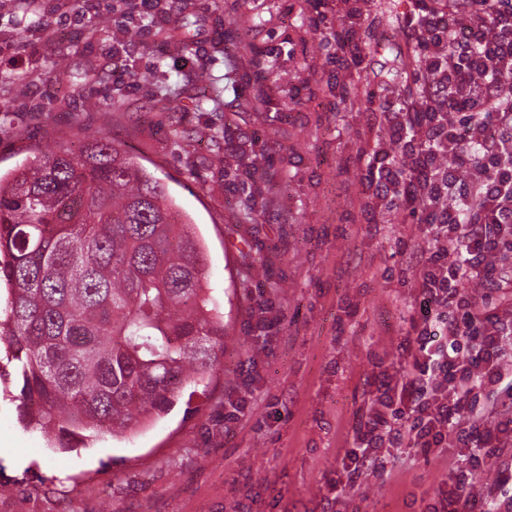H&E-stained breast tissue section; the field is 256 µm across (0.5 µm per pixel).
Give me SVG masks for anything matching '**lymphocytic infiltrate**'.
I'll return each mask as SVG.
<instances>
[{"label":"lymphocytic infiltrate","mask_w":512,"mask_h":512,"mask_svg":"<svg viewBox=\"0 0 512 512\" xmlns=\"http://www.w3.org/2000/svg\"><path fill=\"white\" fill-rule=\"evenodd\" d=\"M411 4L423 87L380 114L378 143L360 161L372 206L418 215L429 246L414 265L408 367L382 374L364 402L342 458L351 481L384 470L389 448L512 447V417L498 415L512 403V310L493 312L463 287H497L512 258V0Z\"/></svg>","instance_id":"f902f5d3"}]
</instances>
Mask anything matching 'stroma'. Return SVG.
Instances as JSON below:
<instances>
[{
	"label": "stroma",
	"instance_id": "35a3bbf8",
	"mask_svg": "<svg viewBox=\"0 0 512 512\" xmlns=\"http://www.w3.org/2000/svg\"><path fill=\"white\" fill-rule=\"evenodd\" d=\"M184 2L155 0L143 30L125 25L128 0H79L66 28L56 0L27 19L0 0V170L106 132L196 224L224 313L220 370L124 440L48 447L18 423L14 376L0 378V512H422L469 472L487 499L495 456L475 473L402 447L385 473L336 475L365 379L405 368L411 268L428 247L407 210L362 207L374 116L420 89L404 0H369L363 58L341 72L317 21L341 20L346 0ZM184 12L190 26L168 38Z\"/></svg>",
	"mask_w": 512,
	"mask_h": 512
}]
</instances>
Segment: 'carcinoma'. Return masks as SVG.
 <instances>
[{
    "label": "carcinoma",
    "mask_w": 512,
    "mask_h": 512,
    "mask_svg": "<svg viewBox=\"0 0 512 512\" xmlns=\"http://www.w3.org/2000/svg\"><path fill=\"white\" fill-rule=\"evenodd\" d=\"M204 247L165 184L102 133L0 174V365L51 447L122 438L223 365Z\"/></svg>",
    "instance_id": "1"
}]
</instances>
